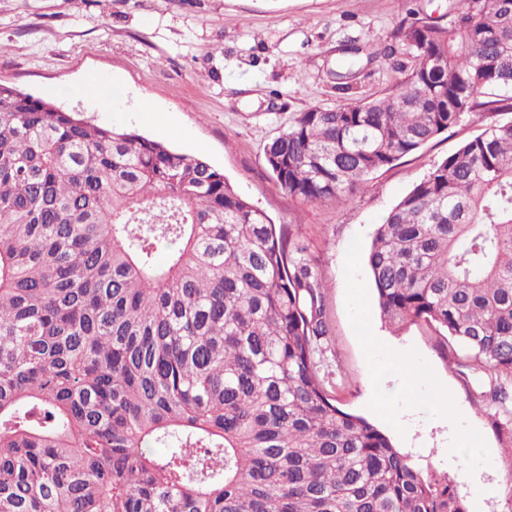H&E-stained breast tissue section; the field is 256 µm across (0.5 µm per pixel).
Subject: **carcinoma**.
Listing matches in <instances>:
<instances>
[{
	"label": "carcinoma",
	"mask_w": 512,
	"mask_h": 512,
	"mask_svg": "<svg viewBox=\"0 0 512 512\" xmlns=\"http://www.w3.org/2000/svg\"><path fill=\"white\" fill-rule=\"evenodd\" d=\"M395 40L402 93L311 107L265 161L293 197L339 201L485 122L378 225L368 265L383 318L433 326L512 415V0ZM325 288L203 158L0 84V512H469L337 405Z\"/></svg>",
	"instance_id": "obj_1"
}]
</instances>
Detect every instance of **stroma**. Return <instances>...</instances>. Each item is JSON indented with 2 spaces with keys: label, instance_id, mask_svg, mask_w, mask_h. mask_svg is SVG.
I'll return each mask as SVG.
<instances>
[{
  "label": "stroma",
  "instance_id": "stroma-1",
  "mask_svg": "<svg viewBox=\"0 0 512 512\" xmlns=\"http://www.w3.org/2000/svg\"><path fill=\"white\" fill-rule=\"evenodd\" d=\"M453 0H0V83L98 125L204 157L243 198L291 225L327 284L325 342L341 407L374 422L470 512H512V429L468 387L427 323L380 317L366 255L377 224L430 168L483 130L468 118L370 177L343 202L278 187L264 147L313 106L399 93L401 20ZM358 76L337 84L336 68ZM377 340L365 348L367 337ZM389 414H379L375 400Z\"/></svg>",
  "mask_w": 512,
  "mask_h": 512
}]
</instances>
